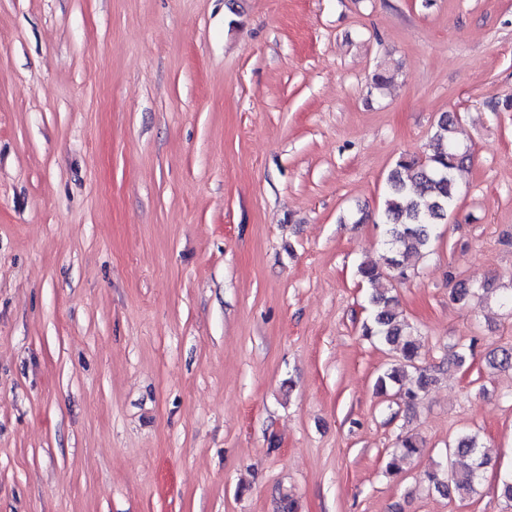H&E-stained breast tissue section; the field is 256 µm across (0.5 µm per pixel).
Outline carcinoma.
<instances>
[{"mask_svg": "<svg viewBox=\"0 0 512 512\" xmlns=\"http://www.w3.org/2000/svg\"><path fill=\"white\" fill-rule=\"evenodd\" d=\"M459 118L445 113L439 117L431 139L430 152L423 158L402 155L389 172L385 187L383 207L376 215L361 211L356 224L372 221L381 228L386 250V270L375 264H363L358 273L372 287L369 296L370 322L364 324V336L376 339L396 354V363L377 377L380 390L398 387L404 401L413 405L432 382L425 372L419 373L414 383H403L407 370L415 367L420 345L410 324L399 319L396 300L389 292L379 288L384 276L404 278L412 260L429 252L435 239L437 225L448 218V210L456 204L458 178L472 164L469 148L457 140ZM497 295L501 305L512 307V292L495 286L490 280L474 287L459 279L455 281L451 297L456 302L469 304ZM488 364L493 369H512V347L493 351ZM421 452L420 440L412 435L397 438L387 472L399 471V462L412 459ZM488 465L486 453L477 436L459 435L454 445L448 447V468L432 469L424 473L423 480L435 491L444 495L467 496L475 491Z\"/></svg>", "mask_w": 512, "mask_h": 512, "instance_id": "carcinoma-1", "label": "carcinoma"}]
</instances>
